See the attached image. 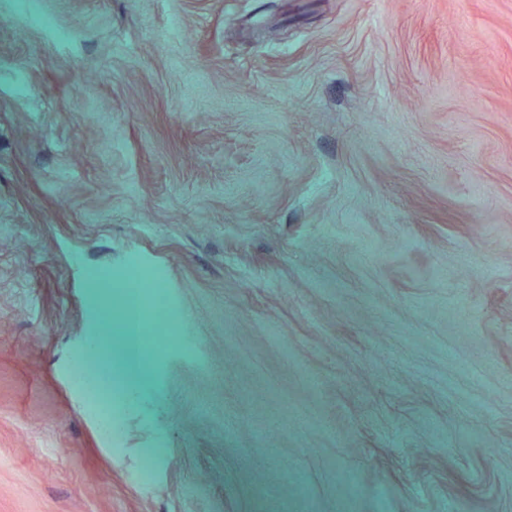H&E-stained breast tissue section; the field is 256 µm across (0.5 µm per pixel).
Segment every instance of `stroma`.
<instances>
[{"label":"stroma","mask_w":512,"mask_h":512,"mask_svg":"<svg viewBox=\"0 0 512 512\" xmlns=\"http://www.w3.org/2000/svg\"><path fill=\"white\" fill-rule=\"evenodd\" d=\"M0 512H512V0H0Z\"/></svg>","instance_id":"obj_1"}]
</instances>
